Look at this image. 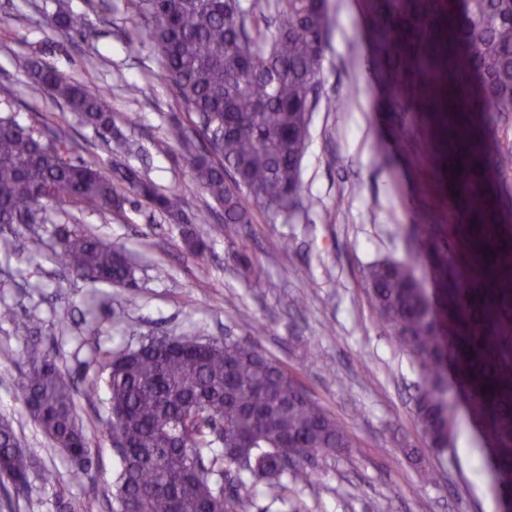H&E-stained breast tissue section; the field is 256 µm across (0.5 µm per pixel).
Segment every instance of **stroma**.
I'll use <instances>...</instances> for the list:
<instances>
[{
  "label": "stroma",
  "instance_id": "stroma-1",
  "mask_svg": "<svg viewBox=\"0 0 512 512\" xmlns=\"http://www.w3.org/2000/svg\"><path fill=\"white\" fill-rule=\"evenodd\" d=\"M81 31L47 23L53 0H0V118L39 134H59L68 156L138 169L164 193L178 192L190 221L175 224L147 206L126 204L106 214L67 201L50 207L43 224H1L0 419L25 450L59 475L56 486L31 482L17 494L0 488V512H57L65 498L75 512H112L115 455L106 432L105 389L92 384L108 355L155 336L241 339L253 335L331 414L345 424L352 448L321 458L306 484L282 498L264 492L253 512H487L493 485L478 466L482 438L466 408L457 410L456 455L439 458L415 423V366L374 311L364 281L378 259L414 260L425 288L441 286L440 257L467 276L485 279L504 255L512 231V191L499 184L482 208L456 188L452 171L475 166V154L455 156L454 144L416 152L420 124L394 108L372 63L366 0H329L321 97L301 164V196L314 208L294 217L252 206V221L234 237L216 233L224 212L196 184L173 135L188 114L163 77L147 43V24L126 0H69ZM54 66L89 88L111 86L107 104L132 151L107 145L78 124L52 93L37 87L19 58ZM140 87L137 97L126 84ZM406 125L404 138L392 129ZM78 224L124 249L134 267L128 288L91 285L67 275L55 256V231ZM429 225L428 234L416 233ZM208 243L205 258L185 246L188 233ZM32 318L30 334L16 323ZM39 342L70 382L77 412L96 450L95 481H78L16 393L30 342ZM443 470L437 483L424 473Z\"/></svg>",
  "mask_w": 512,
  "mask_h": 512
}]
</instances>
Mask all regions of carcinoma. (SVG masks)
<instances>
[{
	"mask_svg": "<svg viewBox=\"0 0 512 512\" xmlns=\"http://www.w3.org/2000/svg\"><path fill=\"white\" fill-rule=\"evenodd\" d=\"M55 28L78 26L67 0H55ZM148 21L147 37L165 78L196 120L174 136L194 179L224 210L230 237L251 222L242 196L276 213L295 209L311 112L321 83L329 27L327 0H127ZM372 44L389 95L402 108L446 112L470 129L502 130L512 115V0H372ZM79 121L112 141L104 100L53 67L25 63ZM491 168L512 172V143L497 139ZM122 181L166 217L182 220V199L162 193L134 168ZM66 199L91 211L120 210L128 198L100 167L66 159L58 140L0 119V224H42ZM64 271L92 284L130 287L120 249L75 228L57 232ZM417 262L382 259L366 267L372 305L419 376L414 418L431 449L456 448L448 375L465 394L488 448L482 468L499 474L512 501V315L496 313L479 284L451 274L436 307ZM17 394L61 451L73 476L94 480L95 450L55 359L32 344ZM106 430L119 472L112 512H252L261 485L274 498L311 478L307 464L352 446L344 425L254 340L156 338L106 358ZM58 474L20 448L0 422V486L26 491Z\"/></svg>",
	"mask_w": 512,
	"mask_h": 512,
	"instance_id": "carcinoma-1",
	"label": "carcinoma"
}]
</instances>
